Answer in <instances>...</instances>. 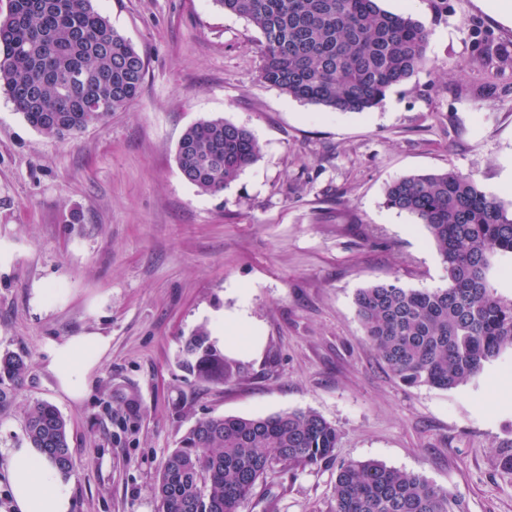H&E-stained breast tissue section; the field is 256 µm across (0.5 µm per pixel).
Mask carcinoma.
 <instances>
[{
	"mask_svg": "<svg viewBox=\"0 0 512 512\" xmlns=\"http://www.w3.org/2000/svg\"><path fill=\"white\" fill-rule=\"evenodd\" d=\"M261 32L259 79L301 102L332 112H366L427 61L430 31L379 0H214ZM144 57L91 0H13L0 17V89L40 133L64 138L124 110L144 80ZM253 134L222 118L190 126L177 148L182 176L217 193L256 162ZM384 205L424 224L448 271L445 288L408 289L383 281L358 290L356 311L367 340L408 386L451 390L512 349V300L488 275L512 256V201L454 168L403 175ZM185 368L224 383L235 367L197 331ZM26 363L0 356V404L10 401ZM26 434L59 468L74 461L67 423L48 403L27 411ZM339 433L313 411L198 421L168 456L154 485L159 512H238L278 465L317 466L334 456ZM329 512H464L459 498L426 478L377 461L339 465Z\"/></svg>",
	"mask_w": 512,
	"mask_h": 512,
	"instance_id": "carcinoma-1",
	"label": "carcinoma"
}]
</instances>
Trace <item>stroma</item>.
Wrapping results in <instances>:
<instances>
[{
  "instance_id": "35a3bbf8",
  "label": "stroma",
  "mask_w": 512,
  "mask_h": 512,
  "mask_svg": "<svg viewBox=\"0 0 512 512\" xmlns=\"http://www.w3.org/2000/svg\"><path fill=\"white\" fill-rule=\"evenodd\" d=\"M144 56L139 96L74 137L32 128L0 91V355L28 369L0 407V512H10L4 449L26 437L29 407L67 421L76 512H158L154 483L200 418L301 409L336 426L333 461L274 469L238 512H329L340 462L424 476L464 512H512V352L451 390L402 385L379 360L355 296L376 281L438 288L448 272L424 224L387 208L397 177L454 168L512 199V71L479 43L512 52V25L479 0H380L431 32L428 65L375 109L330 112L262 82V36L214 0H92ZM466 71H459V64ZM221 118L258 140L259 159L223 192L187 182V127ZM80 212L81 223L70 221ZM63 295L35 313L33 284ZM244 315L223 384L182 366L209 311ZM111 337L86 399L45 369L46 342Z\"/></svg>"
}]
</instances>
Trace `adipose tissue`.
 Returning <instances> with one entry per match:
<instances>
[{
  "instance_id": "obj_1",
  "label": "adipose tissue",
  "mask_w": 512,
  "mask_h": 512,
  "mask_svg": "<svg viewBox=\"0 0 512 512\" xmlns=\"http://www.w3.org/2000/svg\"><path fill=\"white\" fill-rule=\"evenodd\" d=\"M111 348L110 337L82 333L45 348L47 371L74 401L89 393L94 373ZM12 512H75L73 481L31 442L5 451Z\"/></svg>"
}]
</instances>
